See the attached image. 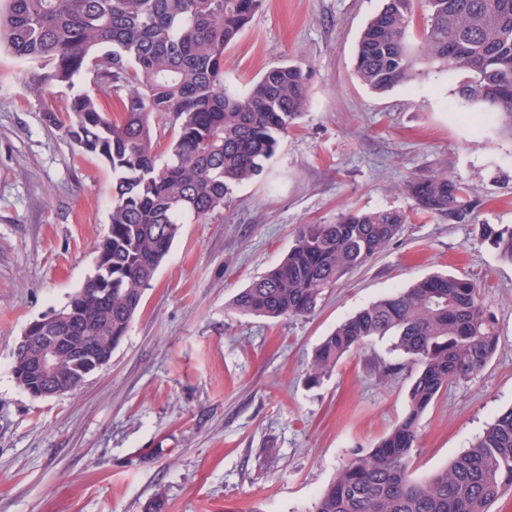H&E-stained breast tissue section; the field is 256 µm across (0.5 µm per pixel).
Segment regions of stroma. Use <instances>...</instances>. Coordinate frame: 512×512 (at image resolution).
Wrapping results in <instances>:
<instances>
[{
    "label": "stroma",
    "mask_w": 512,
    "mask_h": 512,
    "mask_svg": "<svg viewBox=\"0 0 512 512\" xmlns=\"http://www.w3.org/2000/svg\"><path fill=\"white\" fill-rule=\"evenodd\" d=\"M384 0H264L224 54L246 91L281 61L308 74V107L263 173L223 209L183 224L110 365L77 391L35 399L12 375L25 327L93 274L113 177L46 115L70 92L36 91L39 61L0 49V512H307L354 449L404 416L414 368L375 339L318 381L316 346L373 301L443 274L475 281L500 339L486 366L449 384L418 423L415 477L450 465L512 407V263L482 234L512 225V120L462 100L457 71L377 92L355 71ZM436 172L472 189L477 219L412 215L409 181ZM351 209L410 218L308 317L234 312L305 224Z\"/></svg>",
    "instance_id": "1"
}]
</instances>
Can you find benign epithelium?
Here are the masks:
<instances>
[{
  "label": "benign epithelium",
  "mask_w": 512,
  "mask_h": 512,
  "mask_svg": "<svg viewBox=\"0 0 512 512\" xmlns=\"http://www.w3.org/2000/svg\"><path fill=\"white\" fill-rule=\"evenodd\" d=\"M74 313L73 308L68 312L60 309L50 312L31 322L17 343L15 353L28 358L26 375L19 376V382L30 396L49 398L70 393L93 372L110 363L112 353L84 336L75 335L74 329H69L66 336L58 335L59 324L73 320ZM66 348L74 361V372L71 377L62 378L58 373V360Z\"/></svg>",
  "instance_id": "1"
}]
</instances>
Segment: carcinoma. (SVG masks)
<instances>
[{"label": "carcinoma", "instance_id": "cac0c4a2", "mask_svg": "<svg viewBox=\"0 0 512 512\" xmlns=\"http://www.w3.org/2000/svg\"><path fill=\"white\" fill-rule=\"evenodd\" d=\"M263 0H6L0 46L43 62L39 89H74L66 118L47 114L77 150L115 177L110 225L94 245L101 263L75 301L76 331L117 347L181 228L218 209L232 185L258 176L307 108V73L282 63L243 93L224 87V53ZM418 0H385L363 30L360 80L376 91L409 83L425 68L466 75L462 95L512 116V0H424L419 42L410 41ZM118 108L103 112L98 96ZM414 212L466 224L469 191L444 174L408 184ZM396 209L349 211L332 224H305L278 265L234 298L237 312L309 316L324 291L375 258L407 223ZM512 263V226L482 225ZM112 289V307L97 301ZM417 366L404 417L370 451L350 455L308 512H489L512 491V408L470 448L430 477L412 476L417 423L438 394L487 364L497 321L471 279L433 276L346 319L316 348L310 376L378 337Z\"/></svg>", "mask_w": 512, "mask_h": 512}]
</instances>
